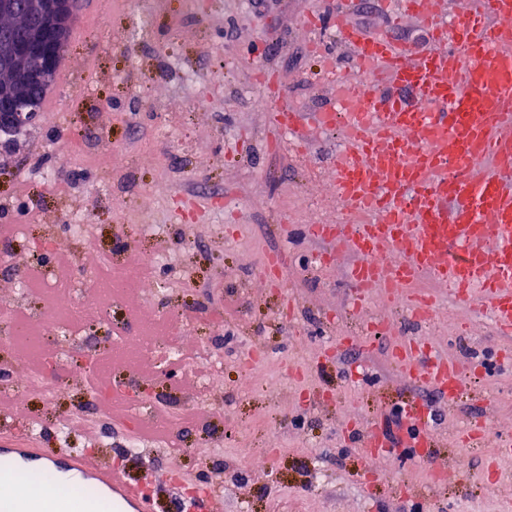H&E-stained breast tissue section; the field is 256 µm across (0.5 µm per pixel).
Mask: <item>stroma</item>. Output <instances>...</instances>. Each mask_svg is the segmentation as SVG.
I'll list each match as a JSON object with an SVG mask.
<instances>
[{"instance_id":"35a3bbf8","label":"stroma","mask_w":512,"mask_h":512,"mask_svg":"<svg viewBox=\"0 0 512 512\" xmlns=\"http://www.w3.org/2000/svg\"><path fill=\"white\" fill-rule=\"evenodd\" d=\"M311 14L321 20L313 38L347 73L340 16L390 31L411 51L430 47L426 22L412 15L392 25L383 0H82L55 86L21 134L0 143V226L62 239L70 216L96 225L82 266L99 270L114 245L132 254L120 321L144 337H174L180 372L202 349L224 357L209 388L222 415L185 421L178 452L151 441L134 453L109 419L73 430L68 445L93 451L108 440L106 456L132 478L162 475L146 488L153 512H179L187 488L205 477L223 483L213 512H500L512 495V456L494 454L512 438V343L487 312L430 279L414 287L438 305L425 323L405 304H387L380 288L357 301L347 277L356 253L309 231L348 218L330 166L342 132L316 122L336 83L308 49ZM266 72L278 95L268 94ZM202 98L208 111L195 108ZM284 106L299 114L295 132L269 118ZM309 201L317 210H306ZM141 224L166 225V235L144 240ZM149 251L179 255L189 287L159 294L174 271L142 263ZM272 258L279 288L265 273ZM164 305L196 313L195 327L156 321ZM413 339L465 378L455 400L392 359ZM172 370L143 355L112 363L113 376L194 403L198 382L176 381ZM46 377L64 386L55 404L10 393L0 412L39 425L53 454L57 414L85 401L87 389L74 363L48 366ZM412 404L436 441L431 455L405 444L363 454L391 410ZM215 426L222 450L198 457ZM471 427L483 438L460 466L458 438Z\"/></svg>"}]
</instances>
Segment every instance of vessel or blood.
Instances as JSON below:
<instances>
[{"label":"vessel or blood","mask_w":512,"mask_h":512,"mask_svg":"<svg viewBox=\"0 0 512 512\" xmlns=\"http://www.w3.org/2000/svg\"><path fill=\"white\" fill-rule=\"evenodd\" d=\"M400 15H424L431 47L410 57L389 33L370 34L344 24L340 40L358 71L386 77L413 92V100L371 95L366 106L339 100L318 113L328 130L348 132L334 163L337 196L349 208L369 213L363 224H316L315 235L351 246L359 261L348 272L359 301L381 288L410 289L419 277L448 283L458 300L481 288L496 328L512 337V187L501 178L512 169V138L501 127L512 121V52L499 36L512 26V0H482L478 11L454 26L425 13L422 0H399ZM488 171H480L482 162ZM387 241L403 252L388 262ZM412 343L396 358L411 379L456 397L464 388L447 360L418 362ZM24 437L0 438V455L34 467L52 460L70 478L106 491L129 512H150L141 484L129 481L109 460L80 448L47 455L28 448Z\"/></svg>","instance_id":"b4317fda"}]
</instances>
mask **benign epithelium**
Listing matches in <instances>:
<instances>
[{
	"mask_svg": "<svg viewBox=\"0 0 512 512\" xmlns=\"http://www.w3.org/2000/svg\"><path fill=\"white\" fill-rule=\"evenodd\" d=\"M74 0H0V131L25 126L55 85L69 46Z\"/></svg>",
	"mask_w": 512,
	"mask_h": 512,
	"instance_id": "1",
	"label": "benign epithelium"
}]
</instances>
